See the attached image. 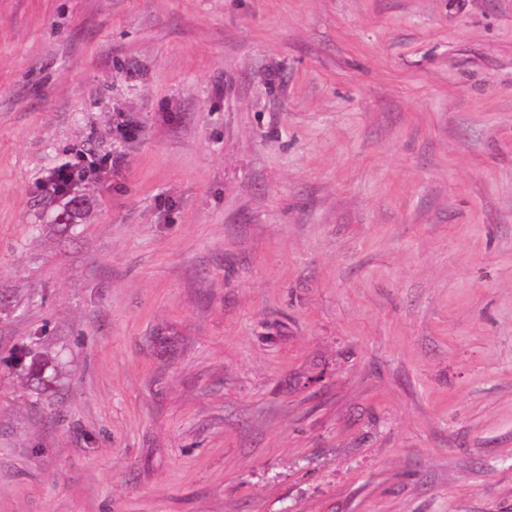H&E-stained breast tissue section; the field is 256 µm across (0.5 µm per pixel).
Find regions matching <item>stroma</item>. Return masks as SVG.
<instances>
[{"instance_id":"stroma-1","label":"stroma","mask_w":512,"mask_h":512,"mask_svg":"<svg viewBox=\"0 0 512 512\" xmlns=\"http://www.w3.org/2000/svg\"><path fill=\"white\" fill-rule=\"evenodd\" d=\"M0 289V512H512V0H0ZM84 169L85 167L77 162L72 166L55 170L48 178L47 187L54 193L67 194L70 188L81 178ZM18 359H22L31 356L30 363L27 367V370L23 374L22 382L24 385L28 387H42L46 385L45 372L49 366V360L43 359L36 354H32L30 348L28 346H21L17 349Z\"/></svg>"}]
</instances>
